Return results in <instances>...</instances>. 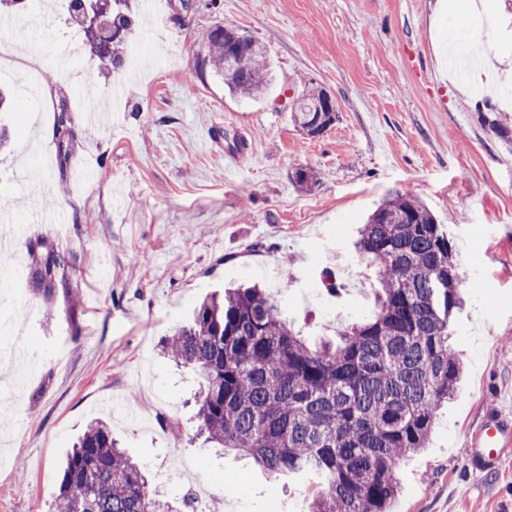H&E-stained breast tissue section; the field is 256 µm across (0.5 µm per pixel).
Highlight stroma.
I'll return each instance as SVG.
<instances>
[{
	"label": "stroma",
	"instance_id": "stroma-1",
	"mask_svg": "<svg viewBox=\"0 0 512 512\" xmlns=\"http://www.w3.org/2000/svg\"><path fill=\"white\" fill-rule=\"evenodd\" d=\"M13 30L23 53L45 54L31 82L0 66V88L23 111L0 114V206L29 231L11 244L9 287L0 288V348L23 341L34 370L0 404V512H53L60 463L95 420L112 426L152 490L178 502L206 496L210 512H294L252 460L204 448L193 395L199 378L161 352L208 295L257 283L310 344L374 316L378 268L355 247L365 218L389 195L418 197L453 247L464 306L451 346L464 372L439 412L428 445L399 472L392 512H512V463L473 473L462 449L487 412L512 415V75L474 99L448 66V41L479 24L512 56V0H164L147 20L131 11V40L148 67L126 90L112 126L89 125L81 92L107 93L114 68L92 55L53 0H24ZM226 25L267 48L274 81L257 98L230 95L201 72L199 34ZM196 74L194 87L186 78ZM327 89L337 119L309 137L291 119L294 94ZM67 100L74 139L60 164L54 106ZM237 135L240 150L227 135ZM318 171L310 189L298 167ZM42 201L67 208L55 229L35 225L28 176ZM66 253L70 285L53 300L28 277L37 241ZM343 285L324 286L326 273ZM237 482L239 496L224 485Z\"/></svg>",
	"mask_w": 512,
	"mask_h": 512
}]
</instances>
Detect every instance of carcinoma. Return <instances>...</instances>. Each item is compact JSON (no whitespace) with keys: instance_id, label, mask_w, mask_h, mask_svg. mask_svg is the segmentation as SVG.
Segmentation results:
<instances>
[{"instance_id":"carcinoma-1","label":"carcinoma","mask_w":512,"mask_h":512,"mask_svg":"<svg viewBox=\"0 0 512 512\" xmlns=\"http://www.w3.org/2000/svg\"><path fill=\"white\" fill-rule=\"evenodd\" d=\"M202 67L233 96L253 98L272 81L267 51L216 25L202 37ZM317 86L297 97L292 121L306 135L336 119ZM53 134L60 163L73 136L65 101ZM33 286L51 298L66 284V260L38 243ZM358 251L378 264V311L312 346L282 318L271 294L236 288L210 294L161 353L201 378L195 397L203 443L254 460L275 480L308 479L307 512H389L396 474L424 447L462 363L449 344L462 305L461 281L447 234L423 202L396 194L367 218ZM440 282L435 290L431 284ZM157 497L138 465L102 422L87 426L66 455L54 512H184Z\"/></svg>"}]
</instances>
